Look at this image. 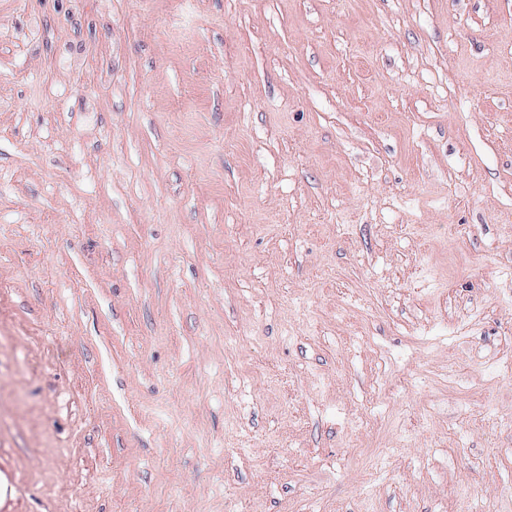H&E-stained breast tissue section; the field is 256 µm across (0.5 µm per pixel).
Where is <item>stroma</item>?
Segmentation results:
<instances>
[{
	"instance_id": "35a3bbf8",
	"label": "stroma",
	"mask_w": 512,
	"mask_h": 512,
	"mask_svg": "<svg viewBox=\"0 0 512 512\" xmlns=\"http://www.w3.org/2000/svg\"><path fill=\"white\" fill-rule=\"evenodd\" d=\"M0 512H512V0H0Z\"/></svg>"
}]
</instances>
